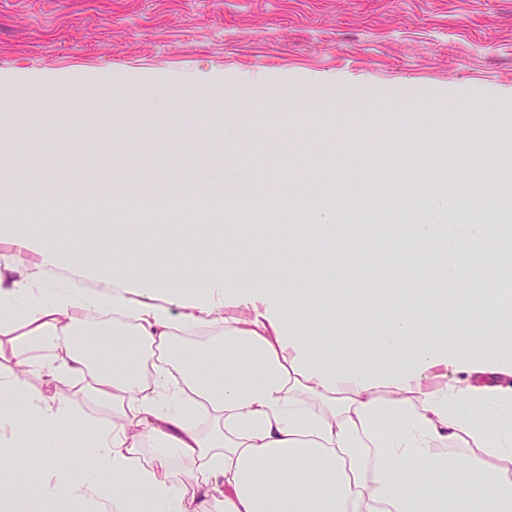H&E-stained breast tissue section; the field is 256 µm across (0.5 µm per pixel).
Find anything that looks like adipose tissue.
<instances>
[{"mask_svg":"<svg viewBox=\"0 0 512 512\" xmlns=\"http://www.w3.org/2000/svg\"><path fill=\"white\" fill-rule=\"evenodd\" d=\"M443 206L420 199L424 222L387 225L388 250L410 238L428 255L497 252L482 225L437 222ZM0 209L27 217L0 225L13 243L0 257V467L20 468L6 449L27 424L80 431L63 378L112 415L82 468L55 461L24 495L96 512H512V351L417 338L398 318L378 326L379 364L325 355L296 311L297 259L255 273L228 243L204 255L199 284L176 283L166 254L150 257L154 275L113 274L43 233L26 180ZM187 336L215 337L207 361Z\"/></svg>","mask_w":512,"mask_h":512,"instance_id":"adipose-tissue-1","label":"adipose tissue"}]
</instances>
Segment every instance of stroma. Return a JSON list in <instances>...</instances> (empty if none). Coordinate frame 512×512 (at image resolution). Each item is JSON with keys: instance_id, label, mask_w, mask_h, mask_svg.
Instances as JSON below:
<instances>
[{"instance_id": "35a3bbf8", "label": "stroma", "mask_w": 512, "mask_h": 512, "mask_svg": "<svg viewBox=\"0 0 512 512\" xmlns=\"http://www.w3.org/2000/svg\"><path fill=\"white\" fill-rule=\"evenodd\" d=\"M0 193L25 177L43 200L47 236L84 259L103 257L111 227L64 213L96 184L119 193L112 218L137 242L126 265L172 252L179 266L221 252L225 222L238 242L267 227L244 265L325 251L328 269L302 266L338 292L361 255L337 252L336 228L291 229L292 200L372 192L360 239L386 283L418 264L419 248L384 249L385 224L417 219L414 199L448 192V224L512 228L501 197L512 185V0H0ZM171 199L143 232L134 202L143 181ZM241 206L225 213V187ZM212 198L178 224L176 203ZM317 311L321 347L370 363L376 317Z\"/></svg>"}]
</instances>
